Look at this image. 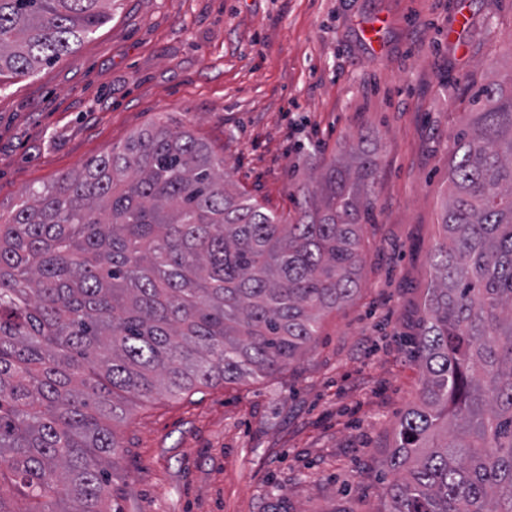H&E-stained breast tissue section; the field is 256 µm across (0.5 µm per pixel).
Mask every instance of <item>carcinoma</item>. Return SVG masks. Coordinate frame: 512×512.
<instances>
[{
	"label": "carcinoma",
	"instance_id": "obj_1",
	"mask_svg": "<svg viewBox=\"0 0 512 512\" xmlns=\"http://www.w3.org/2000/svg\"><path fill=\"white\" fill-rule=\"evenodd\" d=\"M112 0H0V90L75 52ZM377 157L277 215L158 118L0 218V512H112L132 399L298 362L354 294ZM418 339L419 403L377 512H512V85L474 94Z\"/></svg>",
	"mask_w": 512,
	"mask_h": 512
}]
</instances>
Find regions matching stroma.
I'll return each mask as SVG.
<instances>
[{"label":"stroma","instance_id":"35a3bbf8","mask_svg":"<svg viewBox=\"0 0 512 512\" xmlns=\"http://www.w3.org/2000/svg\"><path fill=\"white\" fill-rule=\"evenodd\" d=\"M76 54L0 91V213L157 118L288 215L322 159L379 162L358 290L298 364L134 401L119 512H379L417 400L415 347L453 134L512 81V0H114ZM384 18L378 44L365 33Z\"/></svg>","mask_w":512,"mask_h":512}]
</instances>
